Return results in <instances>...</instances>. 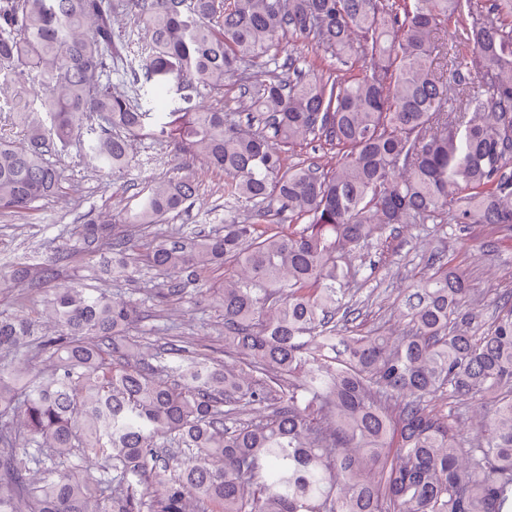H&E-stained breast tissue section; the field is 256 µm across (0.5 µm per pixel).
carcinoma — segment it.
<instances>
[{
    "label": "carcinoma",
    "instance_id": "carcinoma-1",
    "mask_svg": "<svg viewBox=\"0 0 512 512\" xmlns=\"http://www.w3.org/2000/svg\"><path fill=\"white\" fill-rule=\"evenodd\" d=\"M0 0V212L68 197L56 164L76 148L100 176L134 166V142L173 143L224 173L248 216L210 235L170 223L194 198L176 167L135 206L90 220L70 259L146 292L219 294L224 355L239 366L151 354L136 306L100 288H56L25 317L0 315V512H512V292L491 329L448 255L401 295L404 331L361 334L356 254L387 229L448 217L491 224L512 248V0ZM122 14L151 32L141 74ZM325 65L305 67L286 35ZM445 60L458 106L433 67ZM365 67L345 79L341 67ZM239 83L242 132L221 105ZM174 92L155 112L148 95ZM328 170L288 163L305 142ZM306 220L296 227L281 224ZM233 268L220 288L211 274ZM11 278L56 279L54 260ZM473 403L474 432L431 400ZM335 156V151L330 149V146L320 142H313L311 144L295 146L293 156L290 158L293 161H302L303 159L314 161L326 170L334 164Z\"/></svg>",
    "mask_w": 512,
    "mask_h": 512
}]
</instances>
